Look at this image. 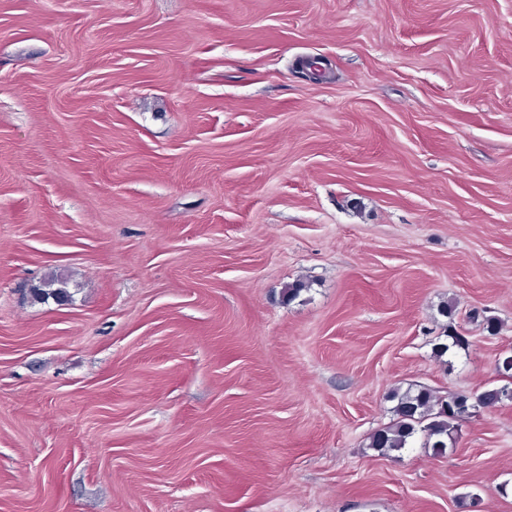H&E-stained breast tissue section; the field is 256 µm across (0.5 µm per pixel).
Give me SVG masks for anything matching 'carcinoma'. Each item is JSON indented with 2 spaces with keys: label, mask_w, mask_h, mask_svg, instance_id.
<instances>
[{
  "label": "carcinoma",
  "mask_w": 512,
  "mask_h": 512,
  "mask_svg": "<svg viewBox=\"0 0 512 512\" xmlns=\"http://www.w3.org/2000/svg\"><path fill=\"white\" fill-rule=\"evenodd\" d=\"M508 385L487 388L473 394L439 396L433 390L411 385L392 393L396 401L394 419L371 437L370 447L387 454L409 447L416 436L423 447L443 450L456 443L458 421L472 415L477 407H492L503 402Z\"/></svg>",
  "instance_id": "obj_1"
}]
</instances>
